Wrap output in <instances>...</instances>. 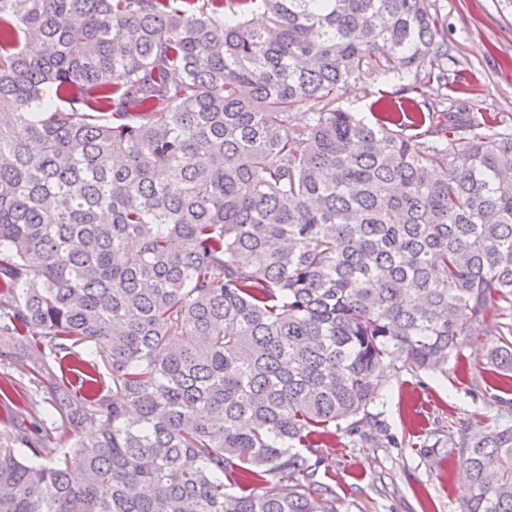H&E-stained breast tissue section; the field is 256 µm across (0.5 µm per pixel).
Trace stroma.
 <instances>
[{
  "instance_id": "35a3bbf8",
  "label": "stroma",
  "mask_w": 512,
  "mask_h": 512,
  "mask_svg": "<svg viewBox=\"0 0 512 512\" xmlns=\"http://www.w3.org/2000/svg\"><path fill=\"white\" fill-rule=\"evenodd\" d=\"M448 36V67L459 87L430 82L423 88L432 101L447 100L466 108L471 117H512V5L507 0H434ZM397 78H386L371 65L361 66L350 90L337 104L365 121L371 105L390 94ZM492 344L485 335L461 340V364L455 374H400L383 398L384 418L391 433L425 436L449 429L462 436L466 426L512 422L500 402H512V392L499 391L498 401L483 399L475 381L487 363ZM317 478L329 484L345 504L362 512H459L469 494V481L459 457L432 464L416 448H326Z\"/></svg>"
}]
</instances>
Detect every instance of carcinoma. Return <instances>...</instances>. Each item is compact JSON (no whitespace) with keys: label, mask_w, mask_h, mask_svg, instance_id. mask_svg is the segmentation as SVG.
<instances>
[{"label":"carcinoma","mask_w":512,"mask_h":512,"mask_svg":"<svg viewBox=\"0 0 512 512\" xmlns=\"http://www.w3.org/2000/svg\"><path fill=\"white\" fill-rule=\"evenodd\" d=\"M376 58L412 108L371 124L335 103ZM433 79L431 0H0V359L58 414L0 382V512H341L338 433L446 448L459 512H512V425L373 412L482 326L512 373V124L394 131ZM100 355L104 393L55 375ZM3 378L13 381L20 400L47 384L46 380L41 383L32 371L15 360H0V380Z\"/></svg>","instance_id":"obj_1"}]
</instances>
